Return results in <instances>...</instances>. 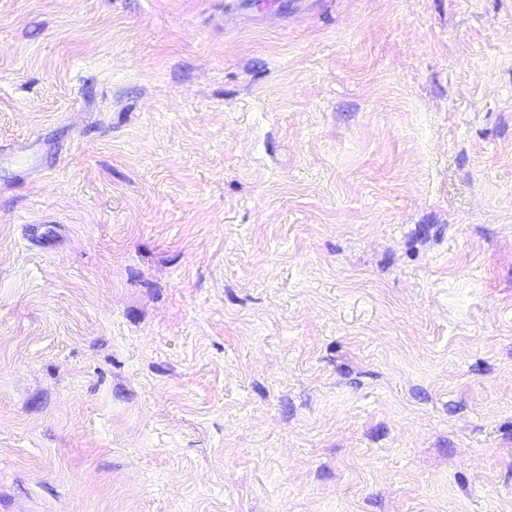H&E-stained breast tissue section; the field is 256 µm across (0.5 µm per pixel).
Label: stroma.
Wrapping results in <instances>:
<instances>
[{"mask_svg":"<svg viewBox=\"0 0 512 512\" xmlns=\"http://www.w3.org/2000/svg\"><path fill=\"white\" fill-rule=\"evenodd\" d=\"M0 512H512V0H0Z\"/></svg>","mask_w":512,"mask_h":512,"instance_id":"1","label":"stroma"}]
</instances>
